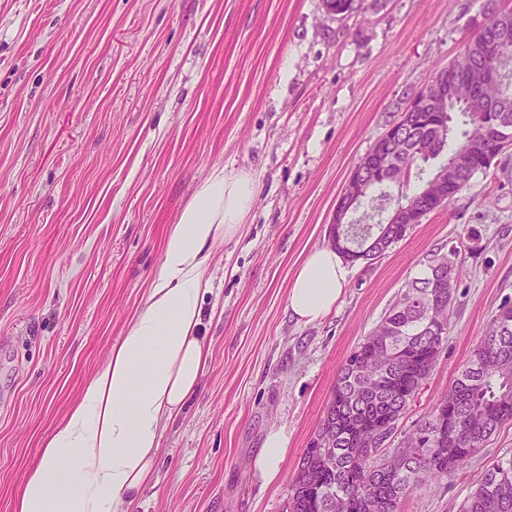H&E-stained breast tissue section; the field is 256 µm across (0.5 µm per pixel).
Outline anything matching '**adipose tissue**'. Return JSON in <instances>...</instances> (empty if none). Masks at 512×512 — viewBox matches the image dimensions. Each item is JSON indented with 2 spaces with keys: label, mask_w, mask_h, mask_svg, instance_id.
Listing matches in <instances>:
<instances>
[{
  "label": "adipose tissue",
  "mask_w": 512,
  "mask_h": 512,
  "mask_svg": "<svg viewBox=\"0 0 512 512\" xmlns=\"http://www.w3.org/2000/svg\"><path fill=\"white\" fill-rule=\"evenodd\" d=\"M255 198L247 174L216 170L198 185L165 239L144 306L42 439L13 512H130L153 479L165 429L187 412L208 366L201 326L212 250L239 231ZM347 275L336 250L311 251L293 275L288 312L323 319Z\"/></svg>",
  "instance_id": "adipose-tissue-1"
}]
</instances>
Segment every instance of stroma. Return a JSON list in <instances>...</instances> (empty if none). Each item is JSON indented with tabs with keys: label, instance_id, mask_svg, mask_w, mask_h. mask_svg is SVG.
<instances>
[{
	"label": "stroma",
	"instance_id": "35a3bbf8",
	"mask_svg": "<svg viewBox=\"0 0 512 512\" xmlns=\"http://www.w3.org/2000/svg\"><path fill=\"white\" fill-rule=\"evenodd\" d=\"M490 1L361 0L334 17L324 0H0V512L144 305L167 234L216 169L250 173L257 197L212 253L211 363L132 512H282L340 365L438 252L458 274L454 313L386 443L402 447L512 305V152L385 256L349 266L324 319L297 322L287 294L328 246L351 172ZM272 429L288 448L268 481L254 460ZM510 457L512 423L401 512H459Z\"/></svg>",
	"mask_w": 512,
	"mask_h": 512
}]
</instances>
